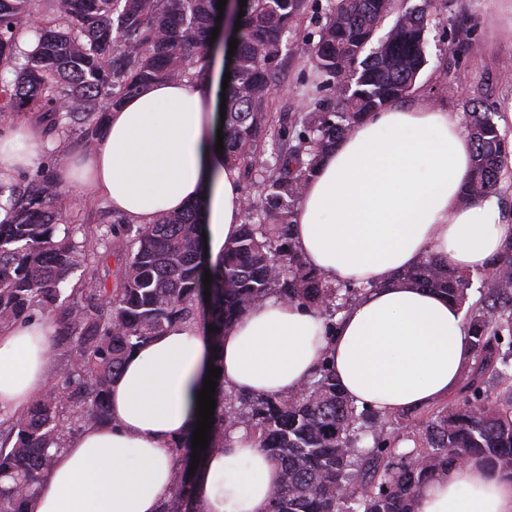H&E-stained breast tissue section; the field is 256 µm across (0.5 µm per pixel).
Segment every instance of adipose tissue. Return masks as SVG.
I'll list each match as a JSON object with an SVG mask.
<instances>
[{"instance_id":"adipose-tissue-1","label":"adipose tissue","mask_w":512,"mask_h":512,"mask_svg":"<svg viewBox=\"0 0 512 512\" xmlns=\"http://www.w3.org/2000/svg\"><path fill=\"white\" fill-rule=\"evenodd\" d=\"M219 84L207 78L153 83L108 112L91 151L64 162L59 181L88 189L134 224L200 202L206 266L243 220L237 172L217 153ZM48 141L22 120L0 133V176L32 166ZM473 144L458 113L394 102L370 114L321 161L295 208L293 238L329 282L367 292L335 328L307 307L270 298L224 332V387L260 394L298 389L325 354L356 404L421 408L455 389L472 359L464 311L426 288L393 285L427 255L474 272L512 239L495 198L462 206ZM54 321L0 331V408L18 412L45 391ZM198 325L181 323L132 353L112 383L114 424L91 426L58 452L34 512H159L171 449L197 421L208 368ZM277 467L242 430L209 455L195 495L203 512H267ZM417 512H512V478L480 459L423 487Z\"/></svg>"}]
</instances>
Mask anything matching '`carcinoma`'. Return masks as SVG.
Returning a JSON list of instances; mask_svg holds the SVG:
<instances>
[{
  "label": "carcinoma",
  "instance_id": "1",
  "mask_svg": "<svg viewBox=\"0 0 512 512\" xmlns=\"http://www.w3.org/2000/svg\"><path fill=\"white\" fill-rule=\"evenodd\" d=\"M218 0H53V26L36 30L18 80H0V122L41 112L46 132L60 121L83 126L89 145L105 110L155 82L196 74L201 52L219 26ZM309 0H246L225 6L240 20L231 83L225 92L224 159L244 171L258 193L246 199V221L224 246V264L205 301L201 215L195 206L154 223L104 229L69 223L56 206L51 175L0 183V327L37 315L59 317L55 382L20 412L0 421V512H33L31 502L54 453L83 426L112 421L110 388L139 346L184 322L201 325L223 367L224 327L271 296L332 316L366 286L334 287L297 251L291 217L319 160L369 114L409 97L427 63L423 8L398 11L397 0H330L311 44L316 89L331 94L275 121L273 87L283 36L297 28ZM34 0H0V68L16 65L15 34ZM245 16L238 17L239 11ZM392 27L375 38L384 21ZM65 100L70 109L59 110ZM474 151L459 201L497 193L509 151L497 124L471 98L463 106ZM280 144L265 157L266 142ZM273 222H266L267 217ZM82 235L77 241L76 235ZM121 261L108 288L99 266ZM493 299L469 307L474 363L461 399L432 412L417 431L418 410L385 414L358 406L342 390L326 356L296 393L261 396L219 384L207 448L189 474L193 432L172 448L173 476L160 512H203L196 483L206 458L224 452L237 427L252 436L278 468L268 512H416L423 486L478 455L512 478V241L488 265ZM395 282L440 292L461 305L471 274L427 257ZM217 330H212V327ZM511 393L493 394L486 373ZM412 439L415 446L399 451Z\"/></svg>",
  "mask_w": 512,
  "mask_h": 512
}]
</instances>
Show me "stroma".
I'll list each match as a JSON object with an SVG mask.
<instances>
[{
  "label": "stroma",
  "mask_w": 512,
  "mask_h": 512,
  "mask_svg": "<svg viewBox=\"0 0 512 512\" xmlns=\"http://www.w3.org/2000/svg\"><path fill=\"white\" fill-rule=\"evenodd\" d=\"M317 12L306 11L299 29L288 36L270 108L273 116L304 107L295 89L315 80L305 36L314 31ZM462 23L469 30L468 39L455 55H448V43L456 39ZM426 39L428 63L416 81L414 100L458 113L465 95L482 97L512 143V14L493 8L490 0H433ZM57 190L56 204L71 215L73 223L111 225L115 214L104 200L73 185L61 184Z\"/></svg>",
  "instance_id": "stroma-1"
}]
</instances>
